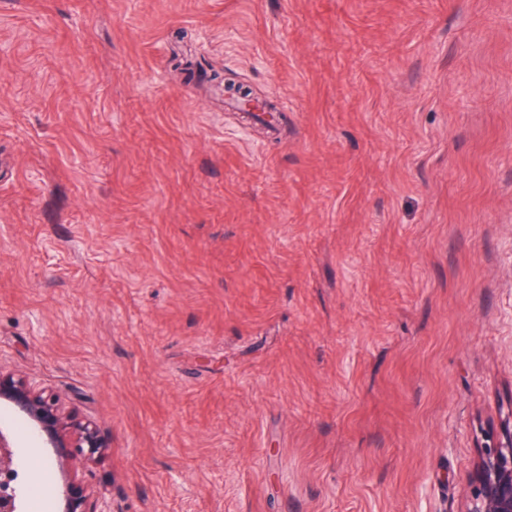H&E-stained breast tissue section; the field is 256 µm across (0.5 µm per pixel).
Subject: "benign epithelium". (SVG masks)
Returning <instances> with one entry per match:
<instances>
[{
    "instance_id": "benign-epithelium-1",
    "label": "benign epithelium",
    "mask_w": 512,
    "mask_h": 512,
    "mask_svg": "<svg viewBox=\"0 0 512 512\" xmlns=\"http://www.w3.org/2000/svg\"><path fill=\"white\" fill-rule=\"evenodd\" d=\"M0 400L11 404L64 467L74 459L89 465L108 447L90 422L78 420L57 392L37 379L0 366ZM11 431L0 427V512H21L20 462ZM480 456L469 477L464 512H512V413L496 427L481 429ZM64 512H111L108 503L82 481L68 477Z\"/></svg>"
}]
</instances>
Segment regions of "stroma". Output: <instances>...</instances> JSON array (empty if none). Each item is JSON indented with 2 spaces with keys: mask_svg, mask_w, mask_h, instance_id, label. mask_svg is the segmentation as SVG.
I'll return each mask as SVG.
<instances>
[{
  "mask_svg": "<svg viewBox=\"0 0 512 512\" xmlns=\"http://www.w3.org/2000/svg\"><path fill=\"white\" fill-rule=\"evenodd\" d=\"M0 366L115 512H463L512 412V0H0ZM0 400L11 404L45 447L53 448L57 464L71 460L96 462L108 447L105 437L90 422L78 420L57 392L37 379L6 371L0 366Z\"/></svg>",
  "mask_w": 512,
  "mask_h": 512,
  "instance_id": "1",
  "label": "stroma"
}]
</instances>
